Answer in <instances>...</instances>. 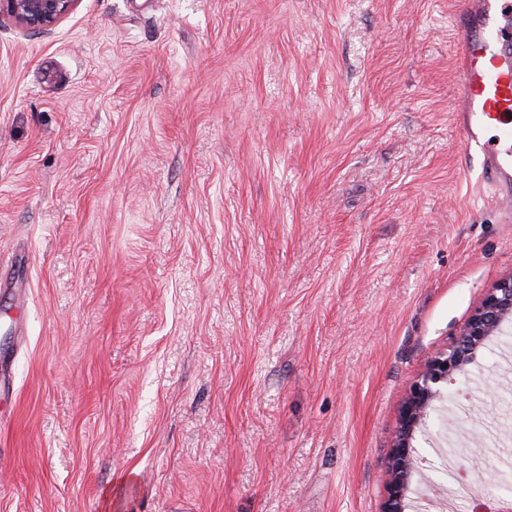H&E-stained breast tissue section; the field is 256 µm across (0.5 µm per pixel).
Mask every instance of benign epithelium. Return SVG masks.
Masks as SVG:
<instances>
[{
	"label": "benign epithelium",
	"mask_w": 512,
	"mask_h": 512,
	"mask_svg": "<svg viewBox=\"0 0 512 512\" xmlns=\"http://www.w3.org/2000/svg\"><path fill=\"white\" fill-rule=\"evenodd\" d=\"M78 4L79 0H0V25L8 22L21 31H49ZM509 319L512 320V275L491 289L454 345L429 361L414 384L401 406L399 426L389 451L386 512H405L412 478L421 474L413 440L426 424L432 403L440 395V385L470 364L477 350L500 333L503 323Z\"/></svg>",
	"instance_id": "1"
}]
</instances>
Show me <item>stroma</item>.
<instances>
[{"label": "stroma", "mask_w": 512, "mask_h": 512, "mask_svg": "<svg viewBox=\"0 0 512 512\" xmlns=\"http://www.w3.org/2000/svg\"><path fill=\"white\" fill-rule=\"evenodd\" d=\"M458 2L0 27V512H385L404 399L512 275L452 115ZM413 445L406 512L501 495L512 321Z\"/></svg>", "instance_id": "obj_1"}]
</instances>
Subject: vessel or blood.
Masks as SVG:
<instances>
[{"mask_svg": "<svg viewBox=\"0 0 512 512\" xmlns=\"http://www.w3.org/2000/svg\"><path fill=\"white\" fill-rule=\"evenodd\" d=\"M454 119L512 221V0H462Z\"/></svg>", "mask_w": 512, "mask_h": 512, "instance_id": "vessel-or-blood-1", "label": "vessel or blood"}]
</instances>
